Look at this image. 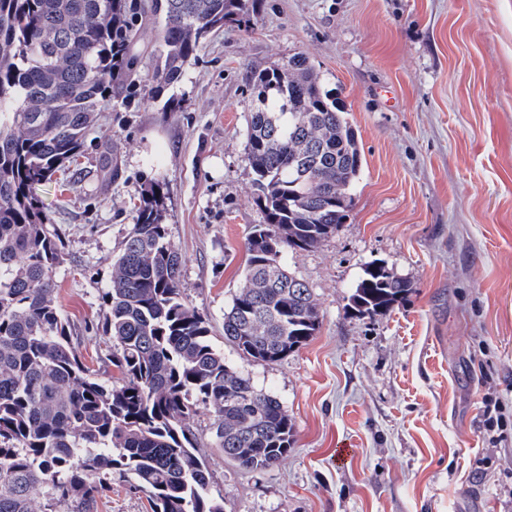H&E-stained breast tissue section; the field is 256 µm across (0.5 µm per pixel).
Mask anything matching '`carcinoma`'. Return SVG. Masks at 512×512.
Wrapping results in <instances>:
<instances>
[{
  "label": "carcinoma",
  "mask_w": 512,
  "mask_h": 512,
  "mask_svg": "<svg viewBox=\"0 0 512 512\" xmlns=\"http://www.w3.org/2000/svg\"><path fill=\"white\" fill-rule=\"evenodd\" d=\"M249 0H0V512H95L112 476L129 477L152 512H224L193 427L210 414L213 444L246 471L287 456L293 423L277 396L224 358L182 291L165 193L141 190L135 223L102 292L115 380L84 364L57 301L63 242L36 186L81 155L97 114L138 66L139 18L162 24L155 96L177 82L215 29ZM244 161L265 221L250 231L224 339L274 364L320 328L319 304L285 258L336 234L363 155L344 107L303 54L252 79ZM416 292L365 264L348 296L382 315Z\"/></svg>",
  "instance_id": "obj_1"
}]
</instances>
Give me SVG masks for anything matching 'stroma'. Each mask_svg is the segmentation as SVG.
I'll return each mask as SVG.
<instances>
[{
  "mask_svg": "<svg viewBox=\"0 0 512 512\" xmlns=\"http://www.w3.org/2000/svg\"><path fill=\"white\" fill-rule=\"evenodd\" d=\"M145 30L138 87L101 112L78 159L86 176L35 189L64 243L58 301L82 361L111 379L101 295L142 188L160 184L186 301L294 425L269 471L210 449L224 512H512V438L490 447L482 404L489 393L512 410V0H258L155 98L141 86L161 25ZM298 53L345 107L366 163L345 224L288 258L318 299V333L265 364L225 341L224 311L264 221L244 162L252 78ZM371 261L416 291L363 318L347 298ZM97 512L151 510L116 479Z\"/></svg>",
  "mask_w": 512,
  "mask_h": 512,
  "instance_id": "35a3bbf8",
  "label": "stroma"
}]
</instances>
